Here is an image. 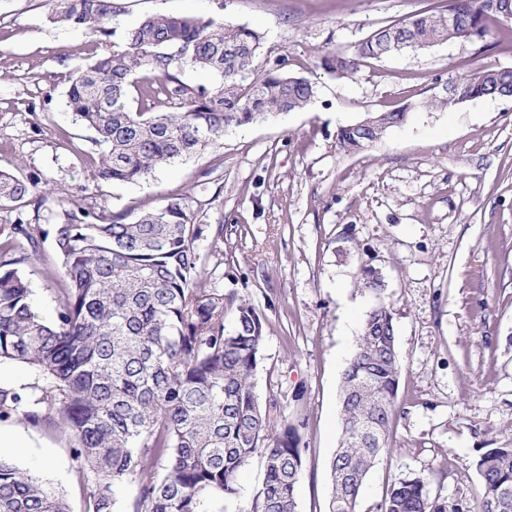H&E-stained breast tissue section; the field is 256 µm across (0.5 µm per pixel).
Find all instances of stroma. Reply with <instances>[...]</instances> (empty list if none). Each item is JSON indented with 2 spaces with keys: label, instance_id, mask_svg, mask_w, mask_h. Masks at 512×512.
<instances>
[{
  "label": "stroma",
  "instance_id": "stroma-1",
  "mask_svg": "<svg viewBox=\"0 0 512 512\" xmlns=\"http://www.w3.org/2000/svg\"><path fill=\"white\" fill-rule=\"evenodd\" d=\"M114 34L54 21L51 0H0V169L48 186L41 207L0 213L49 227L59 204L130 217L186 198L204 233L206 287L245 300L265 320L256 382L272 415L304 423L298 512H327L328 465L339 446L342 371L371 307L359 280L381 270L402 361L391 451L370 472L358 512H381L391 484L432 474L453 499L479 483L481 449L512 445V98L422 108L480 66L512 68V48L478 52L453 39L366 61L351 78L320 66L426 0H121ZM163 13L246 24L264 36L261 66L284 64L318 88L304 111L229 129L222 145L133 184L93 182L94 134L66 105L70 79L142 17ZM405 124L368 149L342 151L340 127L403 104ZM224 227L213 246L209 226ZM51 241L20 265L37 310L53 317L63 283ZM303 400H295L296 391ZM31 445L6 455L86 512L74 439L21 421ZM261 459L239 471L237 497L211 512H248Z\"/></svg>",
  "mask_w": 512,
  "mask_h": 512
}]
</instances>
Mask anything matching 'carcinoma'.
Wrapping results in <instances>:
<instances>
[{
	"mask_svg": "<svg viewBox=\"0 0 512 512\" xmlns=\"http://www.w3.org/2000/svg\"><path fill=\"white\" fill-rule=\"evenodd\" d=\"M53 19L99 35L121 15L117 0H56ZM512 0H440L377 28L350 51L329 52L322 67L342 78L393 43L432 48L451 39L486 48L512 41L497 9ZM264 36L246 25L197 16L148 15L123 42L96 54L70 81L67 106L103 150L93 180L135 183L221 144L224 132L307 108L316 82L281 66L258 71ZM193 68L220 77L212 87L177 76ZM455 92L420 106L445 109L465 97L512 95V69L479 67L453 81ZM368 127L346 125L338 146L356 153L402 125L408 113L375 112ZM0 170V212L51 194ZM52 237L65 282L52 319L36 310L24 273L0 261V363L36 371L34 392L0 388V416L59 425L73 454L94 473L89 512H114L116 488L139 479L131 512H206L208 501L237 496L236 476L258 456L263 478L248 512H297L305 465L299 425L277 423L256 392L265 323L250 304L202 281V228L183 197L136 219L61 207L51 229L17 219L0 255L38 253ZM373 300L341 378V442L330 465L328 512H356L368 473L388 450L397 414L401 362L385 280L366 269L359 282ZM160 465V473L152 468ZM476 490L454 500L431 495L428 477L410 473L389 489L382 512H512V446L484 448L474 461ZM0 512H70L55 488L0 456Z\"/></svg>",
	"mask_w": 512,
	"mask_h": 512,
	"instance_id": "obj_1",
	"label": "carcinoma"
}]
</instances>
